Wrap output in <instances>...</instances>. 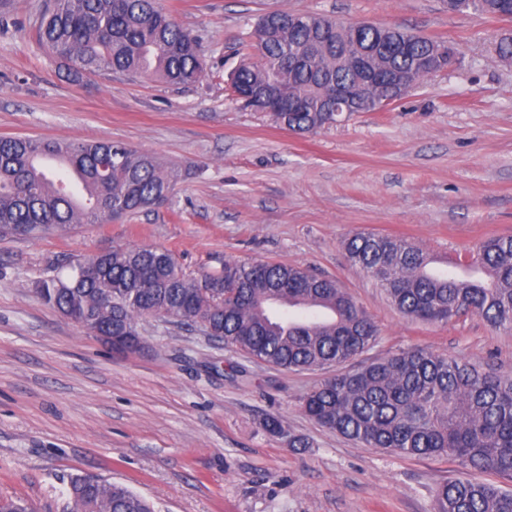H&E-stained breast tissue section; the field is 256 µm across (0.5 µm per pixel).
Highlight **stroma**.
<instances>
[{"mask_svg":"<svg viewBox=\"0 0 512 512\" xmlns=\"http://www.w3.org/2000/svg\"><path fill=\"white\" fill-rule=\"evenodd\" d=\"M159 4L201 38L194 85L76 74L39 40L41 0H0V137L121 142L178 174L157 210L0 238V497L66 512L78 474L128 485L157 512H437L458 460L397 456L317 425L301 401L325 371L253 362L160 320L142 323V350L119 353L36 286L70 257L120 246L168 250L196 276L282 262L338 280L375 322L350 368L419 347L512 376V329L408 319L343 249L383 233L445 263L512 236V61L495 50L512 19L452 14L443 0ZM268 11L398 25L450 41L460 62L395 104L297 134L226 96L239 36ZM270 416L301 447L268 433Z\"/></svg>","mask_w":512,"mask_h":512,"instance_id":"35a3bbf8","label":"stroma"}]
</instances>
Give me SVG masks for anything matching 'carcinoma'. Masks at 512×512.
<instances>
[{
  "instance_id": "carcinoma-1",
  "label": "carcinoma",
  "mask_w": 512,
  "mask_h": 512,
  "mask_svg": "<svg viewBox=\"0 0 512 512\" xmlns=\"http://www.w3.org/2000/svg\"><path fill=\"white\" fill-rule=\"evenodd\" d=\"M452 13L512 17V0H446ZM51 54L79 73L110 71L132 78L191 85L204 76L200 39L155 5V0H49L39 25ZM389 50L368 59L419 82L429 73L415 57L448 56V42L397 26L353 25L313 13H277L242 35L246 50L230 73V100L265 92L297 99L295 112H270L278 126L316 132L336 123L335 89L361 90L363 112L395 102L386 78L369 83L359 65L366 46ZM63 156L85 178L88 204L69 194L65 176L44 165ZM175 174L155 155L112 141L0 138V236L62 231L104 224L164 205ZM343 247L349 262L376 279L407 317L444 321L477 314L495 328H512V236L492 237L465 259L484 274L463 279L432 274L427 253L406 240L358 233ZM69 272L40 283L41 300L77 324L111 336L140 335L152 317L197 328L254 361L303 371L342 365L376 341L367 313L333 278L279 262L227 261L221 271L194 276L173 255L152 247H116L76 258ZM302 407L320 426L371 448L405 456L447 455L464 476L438 491L439 512H512V491L481 481L491 470L512 475V378L412 349L339 372L306 393ZM265 429L297 446L275 417ZM70 512H155L127 486L70 480Z\"/></svg>"
}]
</instances>
